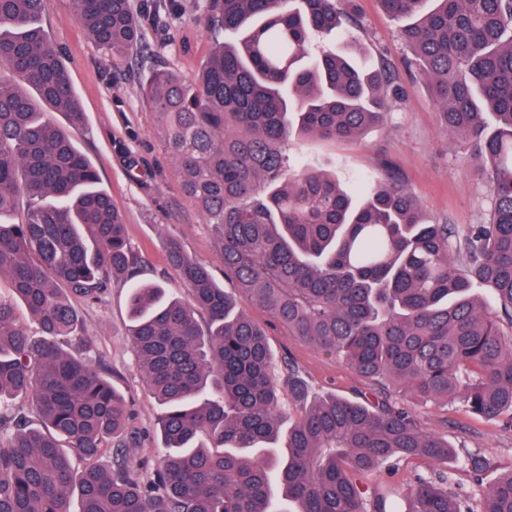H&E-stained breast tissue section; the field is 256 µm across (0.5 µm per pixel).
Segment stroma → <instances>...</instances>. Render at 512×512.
<instances>
[{
	"label": "stroma",
	"mask_w": 512,
	"mask_h": 512,
	"mask_svg": "<svg viewBox=\"0 0 512 512\" xmlns=\"http://www.w3.org/2000/svg\"><path fill=\"white\" fill-rule=\"evenodd\" d=\"M183 3L181 14L163 11L149 21L145 46L124 61L112 60L87 36L70 0H44L42 15L46 35L63 54L86 114V128L78 134L77 145L94 163L102 187L122 214L130 245L140 260L133 277L110 280L99 300L74 299L82 323L62 343L75 352L88 350L124 396L131 425L141 437L135 455L147 470L160 453L156 436L160 407L144 386L131 348V281L157 282L168 295L187 298L182 280L166 260L164 242L173 237L222 282L225 291L235 293L240 311L259 323L268 321L254 299L236 294L234 284L225 280L213 233L183 195L156 117L140 93V84L152 68L164 66L191 76L209 54L208 36L195 22V0ZM326 45L360 64L373 53H381L403 88V100L384 124L370 128L362 140L295 137L285 144L288 155L335 174L356 196L367 177L391 169L430 216L462 227L483 221L490 206L486 179L468 144L441 126L429 85L412 65L410 52L379 0H358L356 24L346 37L327 40ZM268 342L279 367L298 369L314 392L356 402L371 400L373 383L335 357L297 341L283 327L269 326ZM390 398L411 410L423 427L446 437L458 451L478 448L491 457L494 466L483 473L481 482L491 483L512 469V426L506 418L487 420L457 404H422L397 392Z\"/></svg>",
	"instance_id": "35a3bbf8"
}]
</instances>
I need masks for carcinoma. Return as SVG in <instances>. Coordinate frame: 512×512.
<instances>
[{"label": "carcinoma", "instance_id": "cac0c4a2", "mask_svg": "<svg viewBox=\"0 0 512 512\" xmlns=\"http://www.w3.org/2000/svg\"><path fill=\"white\" fill-rule=\"evenodd\" d=\"M428 81L445 129L487 178L488 218L431 219L385 170L356 200L283 150L292 135L359 140L403 98L384 61L371 71L313 41L342 33L356 0H198L210 51L190 79L156 68L143 87L183 193L211 226L224 277L299 341L357 375L421 401L512 421V0H381ZM78 24L124 58L145 42L132 0H71ZM44 0H0V512H397L366 474L391 460L459 465L416 475L403 512H512V469L458 457L382 392L318 396L300 372L277 375L267 330L175 238L165 242L190 300L158 284L129 293L130 341L162 408L163 453L145 472L123 397L60 338L79 324L70 297L95 300L136 257L122 215L75 134L86 124ZM58 112L63 121L48 117ZM24 218L12 223L20 198ZM489 287L494 303L475 295ZM24 308L40 336L17 316ZM205 323H200L199 318ZM300 415L283 424L281 382ZM77 501L78 510L72 509Z\"/></svg>", "mask_w": 512, "mask_h": 512}]
</instances>
